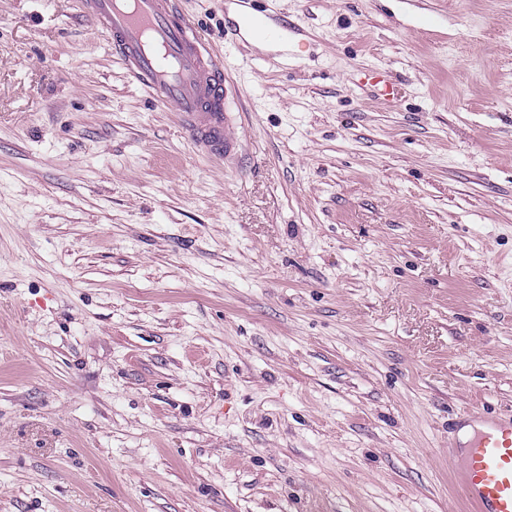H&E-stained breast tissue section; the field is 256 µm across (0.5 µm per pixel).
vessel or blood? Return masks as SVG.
I'll use <instances>...</instances> for the list:
<instances>
[{
    "instance_id": "1",
    "label": "vessel or blood",
    "mask_w": 512,
    "mask_h": 512,
    "mask_svg": "<svg viewBox=\"0 0 512 512\" xmlns=\"http://www.w3.org/2000/svg\"><path fill=\"white\" fill-rule=\"evenodd\" d=\"M96 28L119 61L154 99L174 106L198 153L238 158V95L224 76L223 58L210 50L184 17L178 0H84ZM472 433L450 451L474 512H512V415H470Z\"/></svg>"
}]
</instances>
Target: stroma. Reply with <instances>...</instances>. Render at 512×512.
I'll list each match as a JSON object with an SVG mask.
<instances>
[{
  "label": "stroma",
  "mask_w": 512,
  "mask_h": 512,
  "mask_svg": "<svg viewBox=\"0 0 512 512\" xmlns=\"http://www.w3.org/2000/svg\"><path fill=\"white\" fill-rule=\"evenodd\" d=\"M200 156L82 0H0V512H471L512 411V0H180ZM381 69L387 102L359 82ZM474 422L476 425L473 426ZM469 436L460 450L448 451L475 512H512V415L474 413L464 420Z\"/></svg>",
  "instance_id": "stroma-1"
}]
</instances>
